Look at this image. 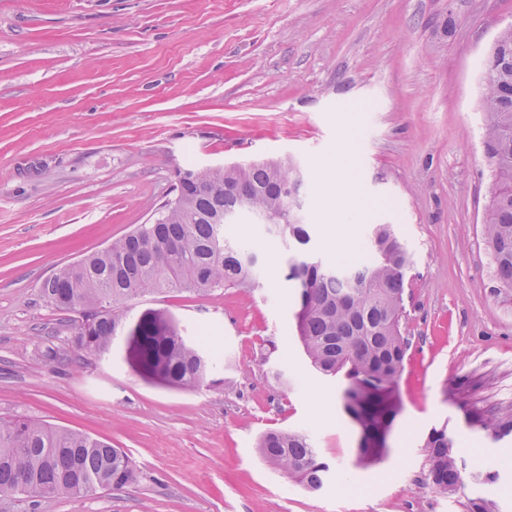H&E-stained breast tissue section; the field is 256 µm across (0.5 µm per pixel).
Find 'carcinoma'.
Segmentation results:
<instances>
[{"instance_id": "obj_1", "label": "carcinoma", "mask_w": 512, "mask_h": 512, "mask_svg": "<svg viewBox=\"0 0 512 512\" xmlns=\"http://www.w3.org/2000/svg\"><path fill=\"white\" fill-rule=\"evenodd\" d=\"M481 108L487 117L484 154L493 171L481 234L495 260L498 288L511 295L512 25L498 33L488 54ZM302 186L301 170L286 160L179 168L173 197L153 222L60 267L42 284L43 294L59 310L80 314L75 342L85 355L104 356L120 343L126 363L148 382L209 387L214 360L182 336L167 310L147 307L131 317L119 304L170 291L208 296L229 286L263 287L259 252L226 235L224 214L244 197L242 212L307 252L312 236L301 216ZM366 251L359 267L332 269L314 259L288 267L284 278L296 283V331L311 367L342 377L349 388L341 402L361 439L355 464L372 468L388 455L384 436L401 411L398 379L408 347L401 325L411 259L390 224L372 226ZM468 420L497 439L512 435V406L494 414L472 411ZM423 448L433 484L456 489L461 470L447 429H430ZM258 452L309 491L325 484L329 466L305 433L268 431ZM133 481L130 457L105 440L31 419L0 418V494H90Z\"/></svg>"}]
</instances>
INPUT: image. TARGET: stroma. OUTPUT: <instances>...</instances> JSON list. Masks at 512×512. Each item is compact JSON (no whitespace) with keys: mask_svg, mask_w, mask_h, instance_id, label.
<instances>
[{"mask_svg":"<svg viewBox=\"0 0 512 512\" xmlns=\"http://www.w3.org/2000/svg\"><path fill=\"white\" fill-rule=\"evenodd\" d=\"M512 0H0V417H28L124 450L120 490L0 512H512V438L468 412L512 404V302L495 289L481 224L493 175L480 81ZM349 157L373 212L347 224L321 168ZM289 158L324 264L365 259L371 225L412 257L409 347L389 454L356 467L344 381L307 363L287 241L228 225L261 253L262 289L130 300L169 310L223 362L219 384L171 389L121 350L78 349L77 314L41 285L58 267L151 222L177 168ZM64 354L56 362L48 349ZM284 370L289 387L273 378ZM447 427L462 481L435 487L422 448ZM308 434L330 465L305 491L257 451L269 430Z\"/></svg>","mask_w":512,"mask_h":512,"instance_id":"stroma-1","label":"stroma"}]
</instances>
